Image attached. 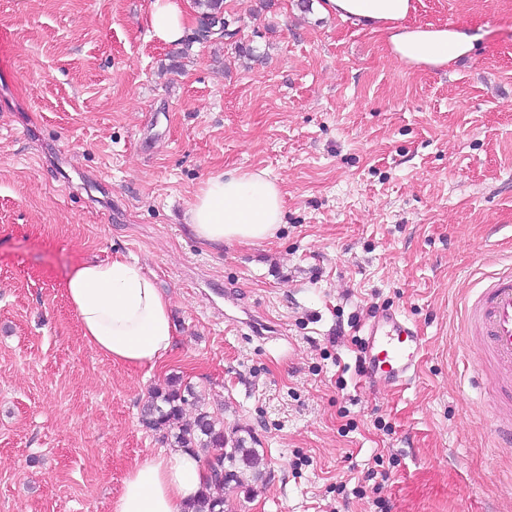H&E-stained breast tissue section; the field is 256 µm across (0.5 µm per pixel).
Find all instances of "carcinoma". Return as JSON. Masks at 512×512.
Wrapping results in <instances>:
<instances>
[{
	"instance_id": "obj_1",
	"label": "carcinoma",
	"mask_w": 512,
	"mask_h": 512,
	"mask_svg": "<svg viewBox=\"0 0 512 512\" xmlns=\"http://www.w3.org/2000/svg\"><path fill=\"white\" fill-rule=\"evenodd\" d=\"M200 9V28L196 40L208 41L224 37L227 21L224 0H196ZM197 407L191 423L183 422L184 406ZM141 423L161 434L170 448H184L211 458L222 448L227 455V470L209 475L196 500L185 512H224L223 492L230 489L252 490L265 478L264 458L257 449L247 446V440L237 432L224 431V420L199 403L193 388L177 380L153 389L142 406Z\"/></svg>"
}]
</instances>
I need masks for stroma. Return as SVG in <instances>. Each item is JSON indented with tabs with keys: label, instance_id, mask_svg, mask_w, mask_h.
I'll list each match as a JSON object with an SVG mask.
<instances>
[{
	"label": "stroma",
	"instance_id": "obj_1",
	"mask_svg": "<svg viewBox=\"0 0 512 512\" xmlns=\"http://www.w3.org/2000/svg\"><path fill=\"white\" fill-rule=\"evenodd\" d=\"M149 4L0 0V512H110L170 378L264 458L228 512H512V412L460 322L512 261V0H415L411 24L476 37L443 72L300 0H224L230 35L173 45ZM232 170L280 184L274 239L188 230ZM117 253L172 303L151 371L91 349L62 288ZM383 308L423 339L399 388L361 365Z\"/></svg>",
	"mask_w": 512,
	"mask_h": 512
}]
</instances>
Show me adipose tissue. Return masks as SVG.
Here are the masks:
<instances>
[{"instance_id": "ef3b65f1", "label": "adipose tissue", "mask_w": 512, "mask_h": 512, "mask_svg": "<svg viewBox=\"0 0 512 512\" xmlns=\"http://www.w3.org/2000/svg\"><path fill=\"white\" fill-rule=\"evenodd\" d=\"M320 8L381 34L392 58L407 66L444 69L474 48L463 28L409 25L414 0H322ZM147 22L153 38L173 44L183 38L189 13L182 0H152ZM283 210V193L265 171L220 172L199 188L187 218L202 244L256 243L275 237ZM63 288L84 339L110 361L152 369L172 352L170 301L138 262L117 254L83 263ZM207 477L203 456L158 449L128 471L110 512H184Z\"/></svg>"}]
</instances>
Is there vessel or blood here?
I'll return each mask as SVG.
<instances>
[{"label":"vessel or blood","mask_w":512,"mask_h":512,"mask_svg":"<svg viewBox=\"0 0 512 512\" xmlns=\"http://www.w3.org/2000/svg\"><path fill=\"white\" fill-rule=\"evenodd\" d=\"M463 328L481 337L491 365L512 379V263L486 276L463 300ZM422 350L415 326L400 313L386 310L369 325L363 340L368 373L385 382H408Z\"/></svg>","instance_id":"1"}]
</instances>
